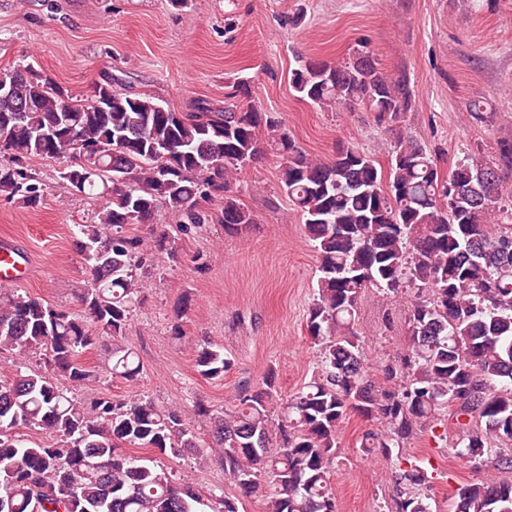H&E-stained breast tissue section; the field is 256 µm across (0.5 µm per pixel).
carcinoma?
<instances>
[{
    "label": "carcinoma",
    "mask_w": 512,
    "mask_h": 512,
    "mask_svg": "<svg viewBox=\"0 0 512 512\" xmlns=\"http://www.w3.org/2000/svg\"><path fill=\"white\" fill-rule=\"evenodd\" d=\"M4 74L13 84L0 97V198L38 206L47 188L29 161L69 155L75 162L59 187L106 202L76 225L91 275L80 312L0 287V352L43 364L0 376V512H197L200 495L177 484L160 457L213 452L243 495L262 494L264 512H336L330 465L350 412L383 424L362 435L360 448L390 464L388 512H432L427 472L393 463V452L442 416L454 426L455 455L480 474L456 488L448 512H512L511 139L443 171L438 148L402 132L415 108L409 74L385 72L364 45L334 63L297 58L290 85L320 108L371 112L390 134L385 167L353 144L328 161L308 156L278 117L248 101L246 79L222 108L199 100L178 112L128 91L119 75L83 101L28 65ZM469 112L477 124L492 118L481 100ZM264 137L319 258L306 321L314 376L282 402L270 369L220 411L147 396L77 399L72 389L99 374L81 358L104 338L112 340L106 374L130 382L141 373L135 351L121 344L144 288L140 272L176 253L169 236L149 242L131 225L162 209L183 232L215 220L229 231L256 223L238 200L237 176ZM84 150L96 157L87 166ZM214 199L224 203L217 213L206 208ZM369 290L407 310L410 343L380 366L384 387L354 331ZM195 353L206 379L234 365L221 346L199 344ZM198 417L210 424L207 442ZM22 429L51 442H31Z\"/></svg>",
    "instance_id": "1"
}]
</instances>
